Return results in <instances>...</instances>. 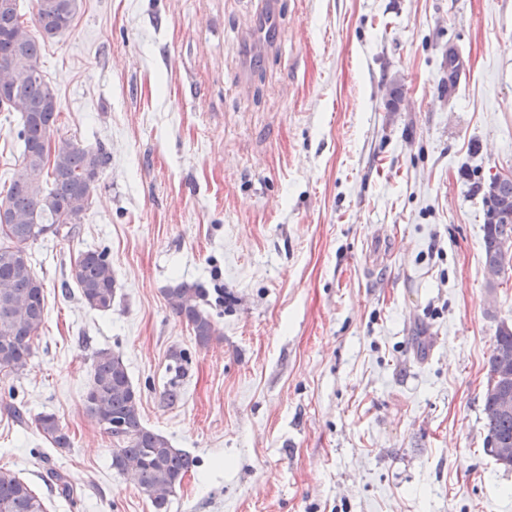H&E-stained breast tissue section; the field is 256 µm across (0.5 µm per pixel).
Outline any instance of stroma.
<instances>
[{
	"mask_svg": "<svg viewBox=\"0 0 512 512\" xmlns=\"http://www.w3.org/2000/svg\"><path fill=\"white\" fill-rule=\"evenodd\" d=\"M259 2L78 0L43 41L58 137L109 161L78 236L31 249L46 321L0 377V468L47 512H152L85 409L106 348L143 425L197 460L170 512H512L483 413L512 272L488 293L480 189L512 170V0H277L272 48ZM19 120L0 110L1 194ZM87 249L117 279L106 312L69 277ZM183 281L207 290L208 348L169 304ZM166 371L169 377L164 385L163 399L173 405L182 397V381L187 376L189 357L184 351H172ZM33 423L54 447L61 449L71 447V438L61 427L54 413L42 412L34 419Z\"/></svg>",
	"mask_w": 512,
	"mask_h": 512,
	"instance_id": "35a3bbf8",
	"label": "stroma"
}]
</instances>
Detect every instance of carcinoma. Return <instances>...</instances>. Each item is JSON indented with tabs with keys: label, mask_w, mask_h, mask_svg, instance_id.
Segmentation results:
<instances>
[{
	"label": "carcinoma",
	"mask_w": 512,
	"mask_h": 512,
	"mask_svg": "<svg viewBox=\"0 0 512 512\" xmlns=\"http://www.w3.org/2000/svg\"><path fill=\"white\" fill-rule=\"evenodd\" d=\"M18 0H0V108L20 114L17 138L21 162L13 170L6 195L0 199V375L24 374L35 355L45 321L43 283L33 269L30 246L51 234L73 238L93 203L88 179L104 167L103 146H84L71 139L53 141L58 132L57 96L39 65L40 42L31 35L18 9ZM42 38L63 35L71 27L77 0H35ZM483 198L501 206L495 224H484V260L498 255L502 244L512 245V179L492 181ZM70 278L81 300L91 309L109 311L117 281L105 251L80 252ZM172 309L190 327L196 345L206 348L218 330L203 308L206 290L198 283L181 282L167 289ZM189 357L169 355L163 399L169 405L182 397ZM488 385L512 388V328L502 324L488 359ZM141 397L122 355L108 349L94 354L86 411L112 438L111 466L118 473L133 472L138 489L153 512H169L172 497L196 459L175 448L163 435L141 422ZM487 435L491 447H512V411L495 409V395H484ZM35 427L56 448L71 447V438L55 414L42 412ZM0 512H47L42 499L9 470L0 469Z\"/></svg>",
	"instance_id": "1"
}]
</instances>
